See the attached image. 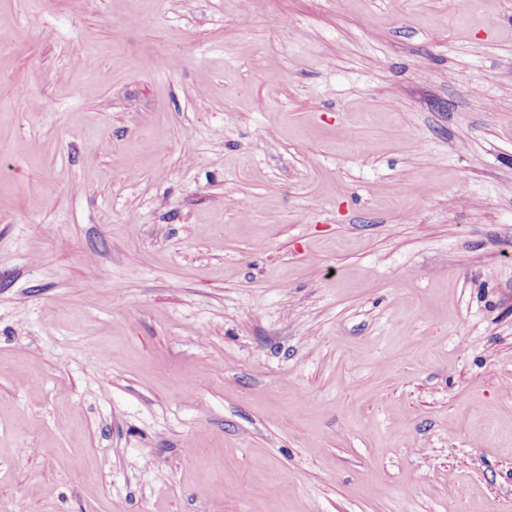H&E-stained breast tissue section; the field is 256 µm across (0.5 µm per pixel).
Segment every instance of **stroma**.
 I'll list each match as a JSON object with an SVG mask.
<instances>
[{"label": "stroma", "instance_id": "stroma-1", "mask_svg": "<svg viewBox=\"0 0 512 512\" xmlns=\"http://www.w3.org/2000/svg\"><path fill=\"white\" fill-rule=\"evenodd\" d=\"M0 512H512V0H0Z\"/></svg>", "mask_w": 512, "mask_h": 512}]
</instances>
